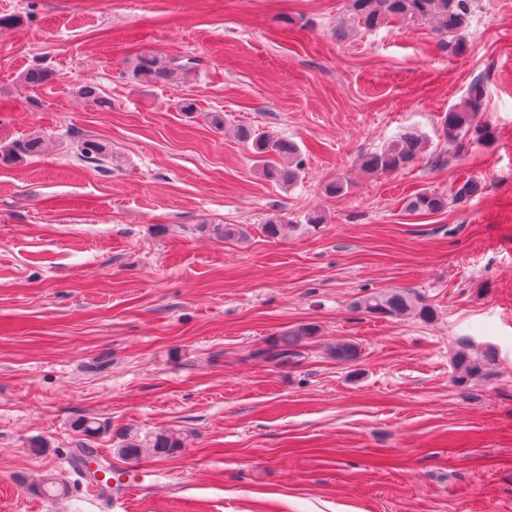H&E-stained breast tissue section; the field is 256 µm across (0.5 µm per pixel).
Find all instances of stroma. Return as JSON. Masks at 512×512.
<instances>
[{
	"instance_id": "35a3bbf8",
	"label": "stroma",
	"mask_w": 512,
	"mask_h": 512,
	"mask_svg": "<svg viewBox=\"0 0 512 512\" xmlns=\"http://www.w3.org/2000/svg\"><path fill=\"white\" fill-rule=\"evenodd\" d=\"M349 4L0 0L16 19L0 28V146L44 142L0 162V512H113L72 467L82 441L121 462L110 434L74 430L82 416L182 435L142 457L127 512H512V0H476L460 56L426 21L345 28ZM145 52L200 66L139 85ZM33 67L48 80L25 83ZM477 78L495 138L460 152L444 116ZM242 125L298 145L293 184L262 176ZM407 130L426 142L413 163L362 168ZM86 137L108 163L80 160ZM336 179L347 192L326 195ZM469 179L480 197L407 212ZM394 288L434 318L353 307ZM310 322L299 366L250 358ZM464 340L497 354L467 391L451 381ZM345 341L355 363L326 352ZM49 474L64 497L34 493ZM447 205V197L436 192L425 191L410 198L406 204V210L416 214L435 213L444 209Z\"/></svg>"
}]
</instances>
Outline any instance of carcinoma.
Listing matches in <instances>:
<instances>
[{
  "label": "carcinoma",
  "mask_w": 512,
  "mask_h": 512,
  "mask_svg": "<svg viewBox=\"0 0 512 512\" xmlns=\"http://www.w3.org/2000/svg\"><path fill=\"white\" fill-rule=\"evenodd\" d=\"M475 6L474 0H351L346 25L360 26L365 29H377L392 19L430 20L436 23L438 30L450 37L443 48L452 55H462L467 50L466 43L460 38L467 27ZM196 59L172 57L162 58L154 54H143L137 59L134 69L135 78L149 85H174L196 69ZM485 98V88L481 81H473L461 101L453 105L445 114L442 132L444 139L462 149L471 144H488L493 139L492 129L478 119ZM240 139L251 145L256 163L264 177L289 184L295 178V166L299 165V149L295 143L278 137L268 131L242 127L238 131ZM425 143L421 135L408 130L389 141L381 149L363 158V168L371 173H392L413 162L424 150ZM81 159L103 164L108 158L106 144L97 139H86L81 144ZM482 184L467 180L460 184L452 198L456 202H466L479 195ZM449 198L432 191L420 192L410 198L406 210L411 213H435L448 205ZM285 219L280 214L270 215L263 230L270 239L282 235ZM358 311L381 317H399L415 314L422 319L433 317V308L418 296L406 289H393L388 292L371 293L354 303ZM319 333L313 323H302L288 330L283 339L267 348H257L250 356L277 366H296L305 358L306 347ZM330 357L339 362H352L360 357V349L353 342H343L328 348ZM495 363V352L487 349L480 356L470 352L468 344H463L452 354V382L458 387H468L479 378H485ZM73 427L87 437H96L113 432L117 439L116 452L124 460H139L145 454L165 458L181 449L180 435L172 431L146 432L132 428L112 431L110 425L94 417H80ZM76 463L82 465L83 474L99 487L100 494L109 495L112 489V464L103 463L94 458L93 449L79 445L74 456ZM96 464L90 470V464Z\"/></svg>",
  "instance_id": "obj_1"
}]
</instances>
